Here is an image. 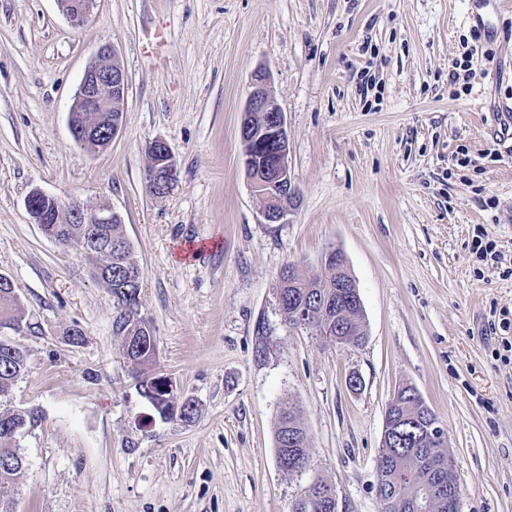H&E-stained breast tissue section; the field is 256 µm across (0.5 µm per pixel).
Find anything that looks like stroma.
<instances>
[{"label":"stroma","instance_id":"1","mask_svg":"<svg viewBox=\"0 0 512 512\" xmlns=\"http://www.w3.org/2000/svg\"><path fill=\"white\" fill-rule=\"evenodd\" d=\"M473 0H96L71 27L56 0H0V275L24 330H0L26 368L0 413L36 409L24 471L0 512H292L303 478L277 465L275 424L300 411L314 472L337 512H380L384 412L417 388L444 428L459 512H512V140L494 111L512 102V7L475 37ZM466 90L449 77L469 43ZM128 93L123 126L92 156L69 130L73 96L101 45ZM497 67L496 78L486 75ZM267 68L285 114L299 198L264 223L239 136L251 75ZM177 167L147 187L146 144ZM119 213L143 271L139 313L157 338L135 369L112 329L94 260L47 238L33 188ZM484 228L506 256L479 261ZM347 258L365 343L285 326L276 283ZM80 327L79 345L68 329ZM196 404L164 420L143 373ZM358 375L359 389L347 384Z\"/></svg>","mask_w":512,"mask_h":512}]
</instances>
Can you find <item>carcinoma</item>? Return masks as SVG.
<instances>
[{
  "label": "carcinoma",
  "mask_w": 512,
  "mask_h": 512,
  "mask_svg": "<svg viewBox=\"0 0 512 512\" xmlns=\"http://www.w3.org/2000/svg\"><path fill=\"white\" fill-rule=\"evenodd\" d=\"M112 236V255L102 277L115 298L113 332L124 337L125 358L133 366L152 363L156 352V337L151 326L139 314L138 296L142 270L132 256L129 241L116 218L107 225ZM276 289L279 315L291 321L296 311L306 308L312 319L315 335L329 343L336 333V310L342 312V326L346 327L345 346H361L365 336L363 306L356 288L336 289V268L330 266L307 279L304 287L288 286V270L280 275ZM25 368L23 353L14 345L0 341V393L7 391ZM163 380L146 376L139 384L141 395L160 409L165 404ZM277 454L288 462H300L312 470L308 432L300 415L288 410L278 417L275 427ZM448 447L418 448L402 433L397 445L379 450L377 465L382 475L377 487L381 512H415L412 502L429 501L428 512H458L461 482L457 474H448ZM25 466L17 451V438L0 424V501L13 489L14 480ZM332 489L320 476H311L295 501L293 512H336V501L324 494Z\"/></svg>",
  "instance_id": "cac0c4a2"
}]
</instances>
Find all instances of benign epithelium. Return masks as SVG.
<instances>
[{"mask_svg":"<svg viewBox=\"0 0 512 512\" xmlns=\"http://www.w3.org/2000/svg\"><path fill=\"white\" fill-rule=\"evenodd\" d=\"M70 25L83 26L91 13L94 0H57ZM127 94V78L110 45L101 47L96 60L86 69L74 96L70 109V130L82 141L91 155H96L111 144L119 134L122 121L112 117L122 112ZM239 136L245 150L243 166L252 190L263 202L262 216L267 224H284L291 211L290 200L296 199L292 184L288 154V131L284 112L270 90V74L264 68L256 69L251 78V90L247 96L239 126ZM146 180L152 194H168L177 181V170L170 167L166 172L150 167ZM38 199L56 205L54 224L43 225L42 216L31 214L34 223L40 225L44 235L62 245H74L88 249L86 242L64 234L65 224H110L117 213L112 209L88 211L74 203H64L39 188L28 195L25 204ZM336 261V287H353V276L346 257L340 251L329 252L322 260L321 269L330 261ZM423 416L401 418L403 425L412 429L416 444L428 445L441 439L444 430L438 417L421 403Z\"/></svg>","mask_w":512,"mask_h":512,"instance_id":"obj_1","label":"benign epithelium"}]
</instances>
